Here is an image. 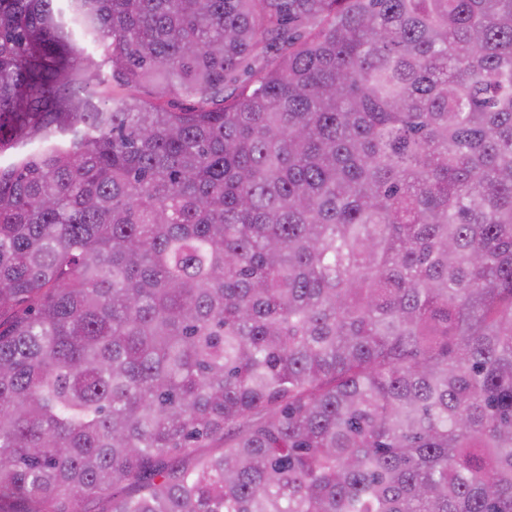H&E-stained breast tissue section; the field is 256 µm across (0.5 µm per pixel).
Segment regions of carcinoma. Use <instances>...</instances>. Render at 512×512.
Instances as JSON below:
<instances>
[{
    "label": "carcinoma",
    "instance_id": "obj_1",
    "mask_svg": "<svg viewBox=\"0 0 512 512\" xmlns=\"http://www.w3.org/2000/svg\"><path fill=\"white\" fill-rule=\"evenodd\" d=\"M3 157L0 512H512V0H0Z\"/></svg>",
    "mask_w": 512,
    "mask_h": 512
}]
</instances>
